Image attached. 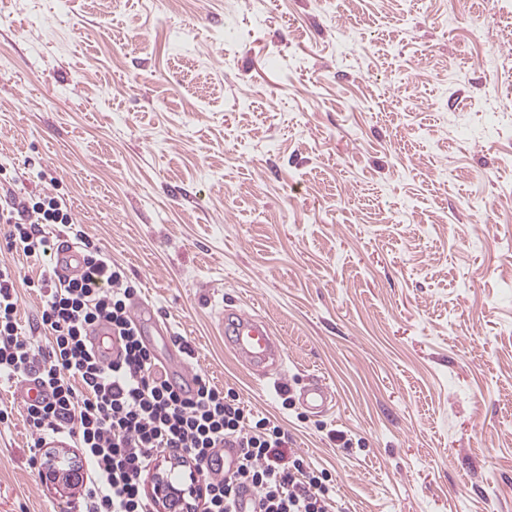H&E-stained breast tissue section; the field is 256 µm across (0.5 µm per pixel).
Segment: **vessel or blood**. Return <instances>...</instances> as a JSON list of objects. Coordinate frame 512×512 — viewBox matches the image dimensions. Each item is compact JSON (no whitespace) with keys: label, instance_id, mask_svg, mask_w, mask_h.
Here are the masks:
<instances>
[{"label":"vessel or blood","instance_id":"obj_1","mask_svg":"<svg viewBox=\"0 0 512 512\" xmlns=\"http://www.w3.org/2000/svg\"><path fill=\"white\" fill-rule=\"evenodd\" d=\"M54 263L61 275L70 276L81 272L83 256L74 244L63 241L54 253ZM133 317L145 333H156L160 342L156 349L159 359L171 371L185 379H193L192 368L181 356L170 350L169 328L159 323L152 307L144 302L137 303L133 307ZM219 320L224 326V335L230 349L254 374L261 378L280 374L285 358L284 348L266 321L239 309L220 312ZM91 341L94 347L104 352L108 358H118L121 353L120 344L113 339L110 329H95ZM299 398L302 406L314 413L328 412L334 405V396L330 388L318 380L303 386Z\"/></svg>","mask_w":512,"mask_h":512}]
</instances>
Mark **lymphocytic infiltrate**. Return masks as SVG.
I'll return each instance as SVG.
<instances>
[{"mask_svg":"<svg viewBox=\"0 0 512 512\" xmlns=\"http://www.w3.org/2000/svg\"><path fill=\"white\" fill-rule=\"evenodd\" d=\"M0 206V246L36 259L55 243L47 226L74 232L64 195L37 197L6 193ZM85 271L58 278L44 266L38 279H22L0 264V383L41 381L49 395L23 406L33 450L64 435L73 439L89 467L81 512H157L143 476L158 457L189 461L204 484L202 512H238L242 494H251L256 512H335L332 476L288 447L277 419L245 409L232 387H217L196 375L194 396L170 380L145 344L131 316L136 293L123 270L88 237H80ZM37 287L44 301L36 334L18 318L20 287ZM110 326L123 356L108 362L92 349L90 333ZM49 339L36 344V335ZM240 449L232 472H212V448Z\"/></svg>","mask_w":512,"mask_h":512,"instance_id":"1","label":"lymphocytic infiltrate"}]
</instances>
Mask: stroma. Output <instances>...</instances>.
I'll use <instances>...</instances> for the list:
<instances>
[{
	"instance_id": "obj_1",
	"label": "stroma",
	"mask_w": 512,
	"mask_h": 512,
	"mask_svg": "<svg viewBox=\"0 0 512 512\" xmlns=\"http://www.w3.org/2000/svg\"><path fill=\"white\" fill-rule=\"evenodd\" d=\"M0 186L65 193L340 512H512V0H0ZM0 404V512H78L46 461L87 476L79 449ZM219 320L230 349L254 374L260 378L280 375L284 348L266 321L239 309L221 311ZM299 398L302 406L313 413H326L334 405V396L330 388L318 380L303 386Z\"/></svg>"
}]
</instances>
